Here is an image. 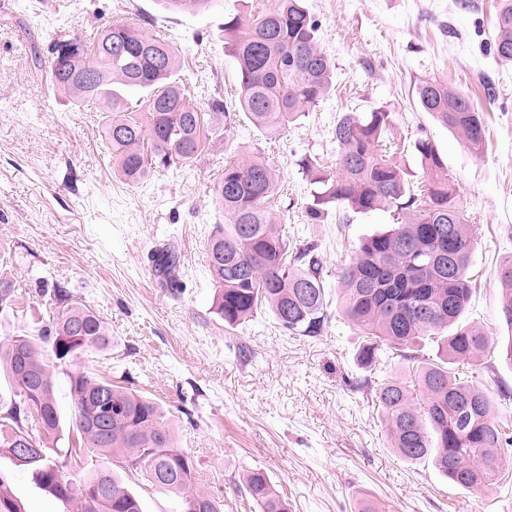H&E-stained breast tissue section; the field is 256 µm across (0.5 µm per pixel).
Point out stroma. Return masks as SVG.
<instances>
[{"instance_id": "35a3bbf8", "label": "stroma", "mask_w": 512, "mask_h": 512, "mask_svg": "<svg viewBox=\"0 0 512 512\" xmlns=\"http://www.w3.org/2000/svg\"><path fill=\"white\" fill-rule=\"evenodd\" d=\"M274 0H220L205 12L173 11L160 0H0V269L12 275L24 311L0 316V342L48 325V293L67 288L96 310L107 349L70 357L56 372L62 418L71 403L68 373L89 371L157 401L177 447L199 462L196 487L224 501V512H258L241 473L264 470L292 512H503L512 504V464L493 485L455 487L430 464H412L389 448L381 414L364 379L380 381L398 360L358 361L354 326L331 318L322 335L296 336L269 311L226 327L206 246L224 214L213 185L228 158L265 152L281 190L271 207L292 246L317 245L323 286L335 301L337 269L365 235L392 224L386 210L329 207L311 221L317 190L303 161L336 174L338 119L348 112H389L398 160L423 170L414 143L430 140L448 167L476 237L473 292L463 317L490 343L482 365L512 389L500 346L512 336L500 314V266L512 259V65L486 46L499 0H307L319 44L335 65L336 91L290 123L279 141L238 112L239 80L224 46V17L272 7ZM134 22L182 56L179 75L199 107L223 98L232 114L192 168L162 170L139 184L112 173L101 136L103 114L75 110L46 79L52 43L93 35L104 24ZM440 80L475 94L486 148L472 155L457 134L419 105L415 88ZM495 90L486 99L485 86ZM163 245L179 256V283L167 287L148 256ZM480 364V365H481ZM27 512H59L58 501L0 457Z\"/></svg>"}]
</instances>
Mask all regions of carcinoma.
I'll use <instances>...</instances> for the list:
<instances>
[{
  "label": "carcinoma",
  "mask_w": 512,
  "mask_h": 512,
  "mask_svg": "<svg viewBox=\"0 0 512 512\" xmlns=\"http://www.w3.org/2000/svg\"><path fill=\"white\" fill-rule=\"evenodd\" d=\"M217 0H164L172 10L198 12ZM319 24L304 0H276L252 17L224 19L228 45L240 80L238 108L273 139L288 122L328 96L333 64L318 46ZM494 57L512 64V0H502ZM181 60L176 48L125 23H110L93 40H58L51 52L55 90L77 107L105 106L104 137L113 170L139 183L158 170L195 164L215 124L226 116L224 100L199 110L173 76ZM96 74L87 82L82 75ZM143 93L132 104L127 95ZM422 108L454 131L478 156L485 144L481 109L466 92L438 80L417 87ZM390 114L374 110L347 113L336 123L340 148L336 176H321L309 217L336 203L361 212L386 209L401 219L391 228L359 241L340 268L338 313L359 331V360L370 367L392 352L414 360L417 343H438V361L377 384L375 401L385 434L405 461H432L462 488L490 486L506 463L512 436L496 421L492 389L457 379L446 364L478 363L489 344L484 333L458 325L472 295L470 268L475 250L472 225L457 201L453 181L437 149L427 139L415 143L424 168V189L415 192L410 174L382 148ZM224 223L207 244L208 269L217 286L214 307L236 328L268 308L285 329L318 336L331 318L323 287V262L312 245L294 248L268 204L278 191L275 167L258 156L224 163L213 188ZM156 272L177 285L179 257L170 247L152 253ZM501 313L512 327V260L500 269ZM17 288L0 274V315L16 312ZM51 300L52 322L0 345V369L12 387L0 396V456L26 471L34 485L61 504L60 512H142L139 499L124 486L121 473L137 474L159 492L179 498L180 512H224V501L195 486L196 461L175 446L160 405L112 379L90 372L69 375L71 396L67 447L60 448L61 419L52 371L77 351L109 346L102 318L58 286ZM25 446L36 452L18 455ZM107 454L113 468L67 478L58 457L83 451ZM244 487L259 512H291L260 468L245 472ZM0 512H25L0 471Z\"/></svg>",
  "instance_id": "1"
}]
</instances>
